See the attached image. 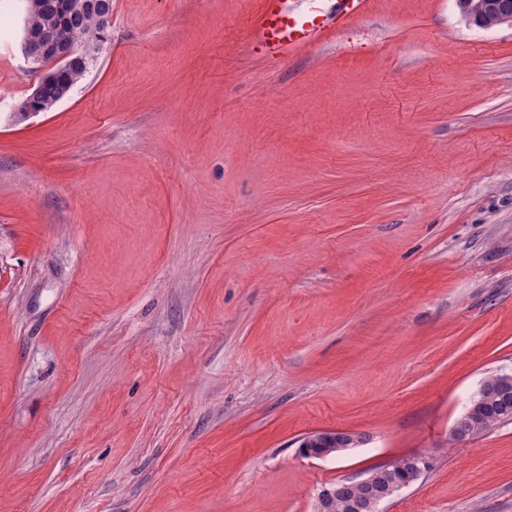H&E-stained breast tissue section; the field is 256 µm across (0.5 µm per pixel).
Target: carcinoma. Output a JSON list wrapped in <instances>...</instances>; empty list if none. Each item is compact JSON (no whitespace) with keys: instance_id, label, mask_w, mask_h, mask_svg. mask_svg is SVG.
Returning a JSON list of instances; mask_svg holds the SVG:
<instances>
[{"instance_id":"obj_1","label":"carcinoma","mask_w":512,"mask_h":512,"mask_svg":"<svg viewBox=\"0 0 512 512\" xmlns=\"http://www.w3.org/2000/svg\"><path fill=\"white\" fill-rule=\"evenodd\" d=\"M57 0H38L29 7L25 30L41 35L63 37L80 48H95L105 40L109 31L103 26L101 15L86 9L66 10L55 8ZM87 69L82 64H73L64 69L60 79L46 80L41 85V100L44 103L64 98L72 87L84 76ZM478 398L482 409L477 416L466 417L464 426L476 437L497 424L512 419V378L503 373L487 376L479 386ZM410 458L400 457L381 463L371 469L374 482L368 485L356 480H341L336 483L339 495L329 505V512H374L376 494L389 483L414 481L421 470L411 469Z\"/></svg>"}]
</instances>
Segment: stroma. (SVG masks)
I'll use <instances>...</instances> for the list:
<instances>
[{"mask_svg": "<svg viewBox=\"0 0 512 512\" xmlns=\"http://www.w3.org/2000/svg\"><path fill=\"white\" fill-rule=\"evenodd\" d=\"M259 0H112L52 110L0 0V512H512V26L369 0L248 54ZM360 436L310 459L320 430ZM477 399L472 396L466 415H476L482 402V409L477 416H465L464 426L476 437L497 424L512 419V378L503 373H495L487 376L479 386ZM419 459V466L422 470H412L411 465L408 463L411 458L400 457L392 461L381 463L370 470V473L375 474V479L372 484H361L357 480H341L335 486L340 488L339 495L335 499V489L327 486L322 487L316 499L315 512H376L379 506L395 492L409 485L392 484L382 492L376 502V494L383 489L386 484L394 483L396 481L408 480L409 482L416 480L423 470L428 469L427 461L421 456H410ZM403 465V466H402ZM405 465V466H404ZM377 510L374 511L375 505ZM356 509V510H352Z\"/></svg>", "mask_w": 512, "mask_h": 512, "instance_id": "1", "label": "stroma"}]
</instances>
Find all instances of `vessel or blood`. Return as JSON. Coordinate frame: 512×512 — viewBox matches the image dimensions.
I'll list each match as a JSON object with an SVG mask.
<instances>
[{"label": "vessel or blood", "instance_id": "b4317fda", "mask_svg": "<svg viewBox=\"0 0 512 512\" xmlns=\"http://www.w3.org/2000/svg\"><path fill=\"white\" fill-rule=\"evenodd\" d=\"M363 0H334L332 11L297 10L294 0H260L248 41L265 55L277 56L311 45L358 13Z\"/></svg>", "mask_w": 512, "mask_h": 512}]
</instances>
